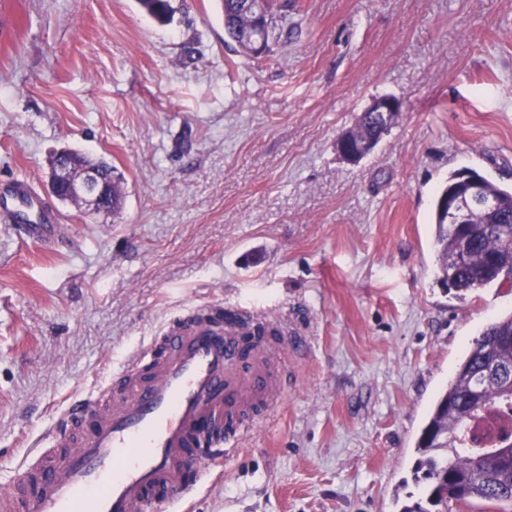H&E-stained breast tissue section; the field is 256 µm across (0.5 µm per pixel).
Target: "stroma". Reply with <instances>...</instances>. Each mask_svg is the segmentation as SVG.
I'll list each match as a JSON object with an SVG mask.
<instances>
[{"mask_svg": "<svg viewBox=\"0 0 512 512\" xmlns=\"http://www.w3.org/2000/svg\"><path fill=\"white\" fill-rule=\"evenodd\" d=\"M0 0V198L55 211L59 245L0 216V487L70 398H113L131 353L214 305L266 313L300 353L193 512H401L431 406L512 277L438 282L433 200L469 167L512 188V0H274L287 39L245 53L220 0ZM401 114L359 163L370 100ZM63 148L122 172L84 223L49 183Z\"/></svg>", "mask_w": 512, "mask_h": 512, "instance_id": "stroma-1", "label": "stroma"}]
</instances>
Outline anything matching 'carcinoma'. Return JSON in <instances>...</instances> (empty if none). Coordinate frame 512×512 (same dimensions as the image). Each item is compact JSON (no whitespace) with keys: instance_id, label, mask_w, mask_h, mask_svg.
<instances>
[{"instance_id":"obj_1","label":"carcinoma","mask_w":512,"mask_h":512,"mask_svg":"<svg viewBox=\"0 0 512 512\" xmlns=\"http://www.w3.org/2000/svg\"><path fill=\"white\" fill-rule=\"evenodd\" d=\"M224 32L242 50L255 53L245 37L253 21L238 7L239 0H221ZM141 8L159 22L173 12L171 0H138ZM73 169L88 165L110 178L105 212L83 209L90 219H106L122 205L123 177L103 160L68 152ZM462 170H454L436 194L432 209L434 246L442 274L441 283L459 295L486 288L512 273V190L484 179L497 204L494 223L475 216L471 224H447L439 199L458 183ZM512 404V315L489 323L457 367L446 389L437 397L416 443L413 481L421 496L402 512H449L448 503L467 506L474 501L512 505V434L488 448H469L465 432L478 416Z\"/></svg>"}]
</instances>
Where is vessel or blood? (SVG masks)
<instances>
[{
  "mask_svg": "<svg viewBox=\"0 0 512 512\" xmlns=\"http://www.w3.org/2000/svg\"><path fill=\"white\" fill-rule=\"evenodd\" d=\"M20 239L56 242L43 202L24 192L0 203ZM162 351L134 354L112 408L77 396L35 463L0 488V512H158L179 505L188 477L224 462L226 410L275 398L267 361L219 310L164 330Z\"/></svg>",
  "mask_w": 512,
  "mask_h": 512,
  "instance_id": "obj_1",
  "label": "vessel or blood"
}]
</instances>
